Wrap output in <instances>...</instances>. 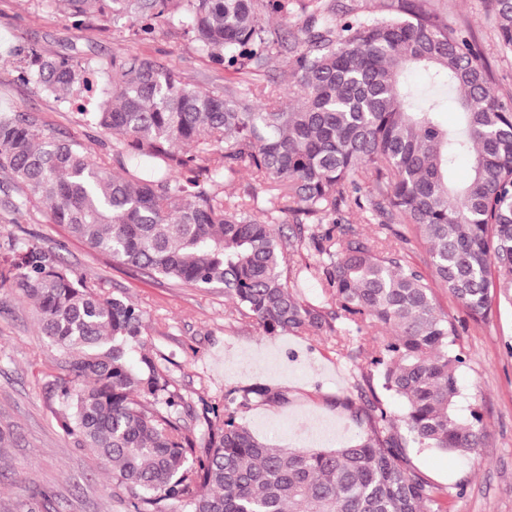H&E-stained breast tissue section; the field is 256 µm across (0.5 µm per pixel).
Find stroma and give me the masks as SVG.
Segmentation results:
<instances>
[{
    "mask_svg": "<svg viewBox=\"0 0 512 512\" xmlns=\"http://www.w3.org/2000/svg\"><path fill=\"white\" fill-rule=\"evenodd\" d=\"M493 3L424 0V7L471 41L493 72L492 93L512 104V52L499 44ZM119 50L157 57L186 82L224 86L223 66L197 53L190 36L160 32L144 41L123 18L79 22L48 0H0V112L32 114L45 129L82 142L92 157L110 154L111 135L79 119L80 112L95 111V98L78 102L25 81L20 56L34 51L108 71ZM31 236L107 295L147 311L146 349L170 391L181 396L180 423L195 441L207 430L205 408L224 407L256 383L282 390L285 401L249 403L238 408L237 419L271 444L339 448L363 434L346 407L359 401L369 361L361 337L340 345L326 331L264 335L238 319L223 289L162 282L117 265L52 223L45 204L31 203L17 214L0 210V245ZM433 292L440 309L458 322L466 356L457 416L466 421L471 412L480 414L484 446L468 458L411 447L409 462L447 487V512H512V305L493 301L489 315L476 321L446 288L437 285ZM60 359L38 330L32 302L0 285V427L13 432L11 446L0 450V512H134L110 470L72 447L57 421L52 382ZM40 490L51 495L41 506L33 499Z\"/></svg>",
    "mask_w": 512,
    "mask_h": 512,
    "instance_id": "1",
    "label": "stroma"
}]
</instances>
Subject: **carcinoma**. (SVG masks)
<instances>
[{
    "label": "carcinoma",
    "mask_w": 512,
    "mask_h": 512,
    "mask_svg": "<svg viewBox=\"0 0 512 512\" xmlns=\"http://www.w3.org/2000/svg\"><path fill=\"white\" fill-rule=\"evenodd\" d=\"M73 16L126 17L144 39L161 26L194 35L197 51L237 73L288 53L286 107L272 88L205 89L138 53L112 55V89L82 121L112 135V162L96 160L20 112H0V174L18 212L38 199L72 238L155 279L219 287L263 333L341 342L367 336L361 378L400 398L394 418L377 395L350 406L367 432L341 448H277L236 421L208 422L201 448L176 421L177 396L145 346L144 310L79 278L34 239L0 250V284L31 299L42 335L64 359L55 380L61 428L73 447L108 464L136 512H443L448 490L408 463L406 448L476 455L484 434L456 417L465 358L457 324L440 313L432 283L475 320L493 297L512 302V106L490 91L491 72L470 41L436 23L420 0L379 13L351 2L302 0L300 35L286 40L266 17L291 0H49ZM501 47L512 51V0H495ZM29 77L67 94L93 88L90 71L36 54ZM411 68L430 90L408 85ZM455 93L459 120H439ZM470 161L464 180L454 170ZM263 187L224 194L240 169ZM207 175L200 182L201 174ZM356 207L403 241L428 247L429 273L388 242L374 250L336 214ZM292 217L283 243L280 215ZM309 254H304V250ZM315 281V302L293 287ZM381 328L387 336H372ZM265 385L243 404L279 401Z\"/></svg>",
    "instance_id": "obj_1"
}]
</instances>
